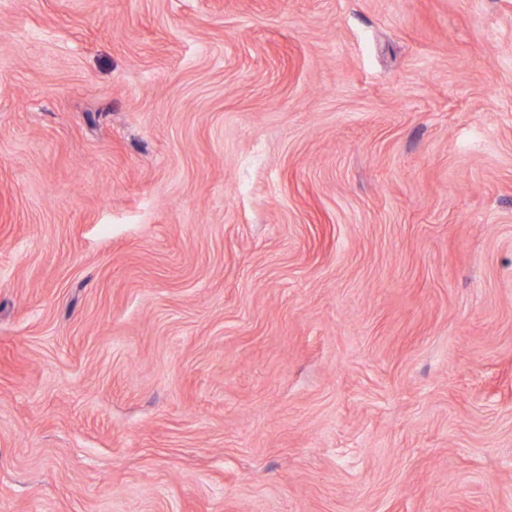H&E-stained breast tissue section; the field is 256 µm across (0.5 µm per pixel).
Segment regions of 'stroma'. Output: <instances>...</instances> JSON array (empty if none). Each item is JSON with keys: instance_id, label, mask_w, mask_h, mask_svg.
<instances>
[{"instance_id": "obj_1", "label": "stroma", "mask_w": 512, "mask_h": 512, "mask_svg": "<svg viewBox=\"0 0 512 512\" xmlns=\"http://www.w3.org/2000/svg\"><path fill=\"white\" fill-rule=\"evenodd\" d=\"M0 512H512V0H0Z\"/></svg>"}]
</instances>
